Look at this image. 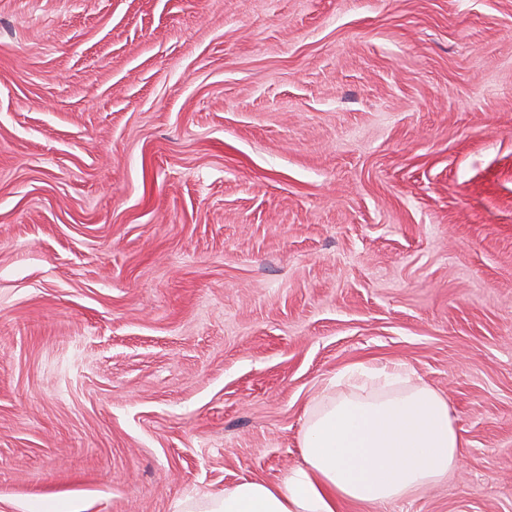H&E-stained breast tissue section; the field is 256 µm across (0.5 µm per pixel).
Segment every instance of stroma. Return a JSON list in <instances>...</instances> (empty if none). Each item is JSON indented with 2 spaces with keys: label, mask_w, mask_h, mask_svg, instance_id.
Segmentation results:
<instances>
[{
  "label": "stroma",
  "mask_w": 512,
  "mask_h": 512,
  "mask_svg": "<svg viewBox=\"0 0 512 512\" xmlns=\"http://www.w3.org/2000/svg\"><path fill=\"white\" fill-rule=\"evenodd\" d=\"M399 363L512 512V0H0V512H177Z\"/></svg>",
  "instance_id": "stroma-1"
}]
</instances>
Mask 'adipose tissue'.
Instances as JSON below:
<instances>
[{
  "mask_svg": "<svg viewBox=\"0 0 512 512\" xmlns=\"http://www.w3.org/2000/svg\"><path fill=\"white\" fill-rule=\"evenodd\" d=\"M305 410L303 463L275 482L245 479L181 512H340L410 497L447 479L464 442L447 399L402 367H352Z\"/></svg>",
  "mask_w": 512,
  "mask_h": 512,
  "instance_id": "adipose-tissue-1",
  "label": "adipose tissue"
}]
</instances>
